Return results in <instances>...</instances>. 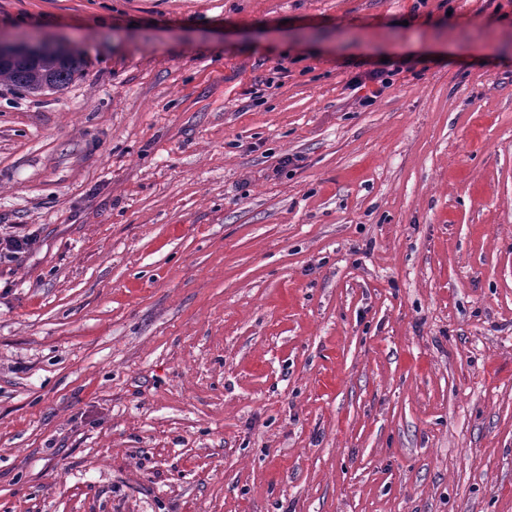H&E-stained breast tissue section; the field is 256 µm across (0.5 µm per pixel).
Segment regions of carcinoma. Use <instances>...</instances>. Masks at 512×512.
Returning a JSON list of instances; mask_svg holds the SVG:
<instances>
[{
	"label": "carcinoma",
	"mask_w": 512,
	"mask_h": 512,
	"mask_svg": "<svg viewBox=\"0 0 512 512\" xmlns=\"http://www.w3.org/2000/svg\"><path fill=\"white\" fill-rule=\"evenodd\" d=\"M80 65L81 59L72 52L61 57L48 51L29 63L1 65L0 83L27 93H42L69 84Z\"/></svg>",
	"instance_id": "carcinoma-1"
}]
</instances>
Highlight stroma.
Returning <instances> with one entry per match:
<instances>
[{"label":"stroma","instance_id":"35a3bbf8","mask_svg":"<svg viewBox=\"0 0 512 512\" xmlns=\"http://www.w3.org/2000/svg\"><path fill=\"white\" fill-rule=\"evenodd\" d=\"M29 38L82 65L0 84V512H512V0H0ZM402 71L400 66H397L395 69L386 70L385 68H376L369 71L366 75V79L379 84L375 90H372L370 94H367L362 98L361 103L364 106H370L374 102L376 98H378L385 89L389 88L393 84L392 77L396 76ZM36 242V236L34 233L28 234H8L0 235V258L2 254L5 257L17 258L22 254L28 252Z\"/></svg>","mask_w":512,"mask_h":512}]
</instances>
